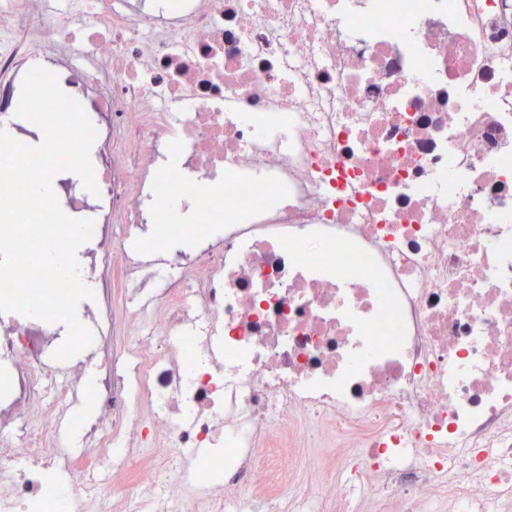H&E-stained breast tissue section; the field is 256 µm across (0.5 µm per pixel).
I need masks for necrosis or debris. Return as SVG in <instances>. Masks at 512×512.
Returning <instances> with one entry per match:
<instances>
[{
  "instance_id": "obj_1",
  "label": "necrosis or debris",
  "mask_w": 512,
  "mask_h": 512,
  "mask_svg": "<svg viewBox=\"0 0 512 512\" xmlns=\"http://www.w3.org/2000/svg\"><path fill=\"white\" fill-rule=\"evenodd\" d=\"M97 137L103 386L0 312V512H512V0H0Z\"/></svg>"
}]
</instances>
